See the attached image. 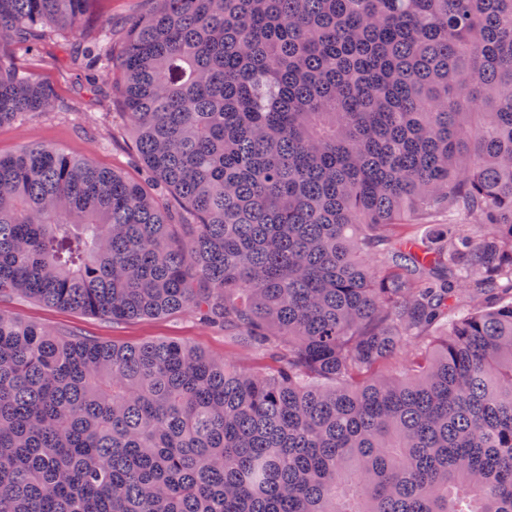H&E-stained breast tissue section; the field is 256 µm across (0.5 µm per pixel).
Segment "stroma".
<instances>
[{
  "instance_id": "stroma-1",
  "label": "stroma",
  "mask_w": 512,
  "mask_h": 512,
  "mask_svg": "<svg viewBox=\"0 0 512 512\" xmlns=\"http://www.w3.org/2000/svg\"><path fill=\"white\" fill-rule=\"evenodd\" d=\"M152 7L150 0H99L90 24L110 21L115 49H122L130 25ZM0 57L33 74L52 89L65 108L60 112H32L11 125L0 126V154L25 146H48L85 157L100 167L121 171L131 181L150 183L131 147V130L122 105L112 92L116 76L99 68L91 58L68 64L61 52L22 46L0 48ZM0 311L65 336H82L102 344H139L173 340L191 344L205 353L231 361L243 359L240 337L223 327L206 326L188 311L160 318L113 322L67 308L51 307L20 295L0 299Z\"/></svg>"
}]
</instances>
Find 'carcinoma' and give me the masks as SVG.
Here are the masks:
<instances>
[{
	"label": "carcinoma",
	"mask_w": 512,
	"mask_h": 512,
	"mask_svg": "<svg viewBox=\"0 0 512 512\" xmlns=\"http://www.w3.org/2000/svg\"><path fill=\"white\" fill-rule=\"evenodd\" d=\"M90 2L0 0V46ZM89 53L179 212L0 156V297L190 310L267 364L0 311V512H512V0H154ZM59 107L0 60V125Z\"/></svg>",
	"instance_id": "1"
}]
</instances>
